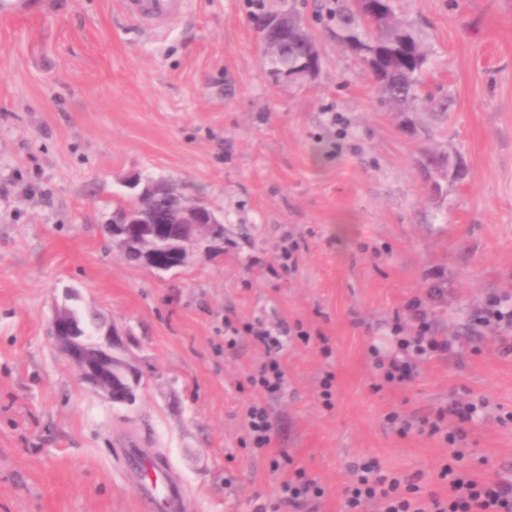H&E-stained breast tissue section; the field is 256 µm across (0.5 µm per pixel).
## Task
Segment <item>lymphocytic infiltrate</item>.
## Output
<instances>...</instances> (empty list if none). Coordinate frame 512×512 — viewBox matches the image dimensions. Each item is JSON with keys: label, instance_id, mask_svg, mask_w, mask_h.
Here are the masks:
<instances>
[{"label": "lymphocytic infiltrate", "instance_id": "1", "mask_svg": "<svg viewBox=\"0 0 512 512\" xmlns=\"http://www.w3.org/2000/svg\"><path fill=\"white\" fill-rule=\"evenodd\" d=\"M408 310L409 320L395 319L391 327L395 353L374 361L380 378L388 386L405 384L420 365L455 349L453 342L434 334L421 301H412ZM244 330L264 347L267 356L251 373L250 383L264 395L280 392L285 372L279 360V336L258 323L245 324ZM487 405L482 398L458 400L422 419V428L451 449L450 457L438 472L442 492L420 496L414 477L385 475L376 462H358L350 469L345 512H512V479L486 480L463 464L462 446L467 441L468 427Z\"/></svg>", "mask_w": 512, "mask_h": 512}]
</instances>
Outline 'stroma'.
Listing matches in <instances>:
<instances>
[{
  "label": "stroma",
  "mask_w": 512,
  "mask_h": 512,
  "mask_svg": "<svg viewBox=\"0 0 512 512\" xmlns=\"http://www.w3.org/2000/svg\"><path fill=\"white\" fill-rule=\"evenodd\" d=\"M36 2L0 19V512H151L116 461L128 436L169 459L188 512H273L300 468L325 490L315 512H343L362 459L438 492L450 448L386 416L468 394L488 408L465 465L512 473V354L472 322L488 295L512 299V0H394L426 56L404 107L338 38L349 0H261L320 47L295 84L271 81L251 0H192L156 34L121 0ZM135 175L207 202L223 243L172 274L126 261L103 226ZM293 239L295 270L269 275ZM416 297L458 346L381 386L372 354H392ZM63 304L117 329L133 403L79 381L51 334ZM228 319L313 334L286 343L266 451L246 423L265 351L244 333L225 347Z\"/></svg>",
  "instance_id": "1"
}]
</instances>
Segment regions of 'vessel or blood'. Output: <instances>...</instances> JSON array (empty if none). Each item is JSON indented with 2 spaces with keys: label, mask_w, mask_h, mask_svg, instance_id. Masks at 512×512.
Segmentation results:
<instances>
[{
  "label": "vessel or blood",
  "mask_w": 512,
  "mask_h": 512,
  "mask_svg": "<svg viewBox=\"0 0 512 512\" xmlns=\"http://www.w3.org/2000/svg\"><path fill=\"white\" fill-rule=\"evenodd\" d=\"M189 5L190 0H122L126 16L154 32L184 15ZM117 460L127 476L137 479L152 512H183V492L165 457L147 455L139 441L130 439L122 441Z\"/></svg>",
  "instance_id": "1"
}]
</instances>
